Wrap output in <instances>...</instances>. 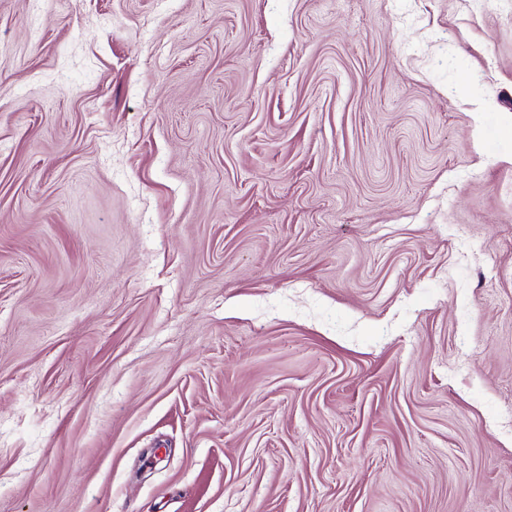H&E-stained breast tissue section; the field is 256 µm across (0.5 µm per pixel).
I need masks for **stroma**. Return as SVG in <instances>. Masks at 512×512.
I'll list each match as a JSON object with an SVG mask.
<instances>
[{"label": "stroma", "instance_id": "35a3bbf8", "mask_svg": "<svg viewBox=\"0 0 512 512\" xmlns=\"http://www.w3.org/2000/svg\"><path fill=\"white\" fill-rule=\"evenodd\" d=\"M0 512H512V0H0Z\"/></svg>", "mask_w": 512, "mask_h": 512}]
</instances>
